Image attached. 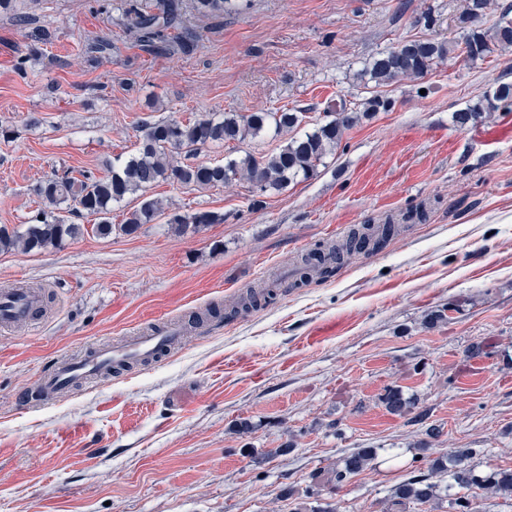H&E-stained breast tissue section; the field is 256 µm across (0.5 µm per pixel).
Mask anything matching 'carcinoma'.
Wrapping results in <instances>:
<instances>
[{"label": "carcinoma", "mask_w": 512, "mask_h": 512, "mask_svg": "<svg viewBox=\"0 0 512 512\" xmlns=\"http://www.w3.org/2000/svg\"><path fill=\"white\" fill-rule=\"evenodd\" d=\"M193 2L196 11L213 14L224 12L225 5L231 0ZM183 10V0H159L155 12L146 11L132 2L126 10V18L128 25L137 32L138 41L151 43L167 37L168 31L179 28ZM457 47L469 60L483 58L494 47L512 49V5L502 9L491 28L475 27L462 37ZM450 51L446 43L428 37L402 41L373 57L367 63L365 74L377 85L408 77H423ZM390 105L389 99L378 95L362 102L363 110L359 112L343 105L338 111L328 113L330 119L301 133L298 128L304 121V115L294 109L254 112L248 116L235 112H208L185 123L175 119L146 123L142 126L136 151L112 166L107 174L98 177L90 170H68L61 176L39 182L33 192L41 208L20 229L10 230L0 225V250L44 251L60 247L78 236L82 225L68 224L57 215L60 206L68 202L73 211L95 217L93 232L108 237L115 228L132 235L142 225L154 223L163 214L162 201L146 196L147 191L161 183L212 188L244 179L259 195L279 191L299 179L311 178L320 162L339 146L345 130L371 113L388 110ZM509 105H512V83L500 82L477 103L455 112L453 120L458 127L465 128ZM269 130L275 137L284 131L292 133L279 151L271 155L258 159L248 153L242 157H229L224 163L215 165L188 162L210 144L243 142ZM136 194L142 195L143 200L128 212L121 224H112V208ZM223 221L222 215L198 211L190 215H175L170 223L183 230L190 228L197 232ZM468 457L465 451H454L436 461V470H444L450 475L451 482L445 488L428 481L424 475H413L393 490L392 503L401 506L426 504L444 494L451 497L454 512H473L468 498L452 495L455 487L493 488L502 494L512 495V471L499 470L479 476L468 465ZM375 459L373 450L358 449L344 459L342 468L332 470L330 483L334 486L342 483L348 476L372 466Z\"/></svg>", "instance_id": "carcinoma-1"}]
</instances>
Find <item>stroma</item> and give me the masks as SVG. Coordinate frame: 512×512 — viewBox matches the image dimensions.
I'll return each mask as SVG.
<instances>
[{
	"label": "stroma",
	"instance_id": "35a3bbf8",
	"mask_svg": "<svg viewBox=\"0 0 512 512\" xmlns=\"http://www.w3.org/2000/svg\"><path fill=\"white\" fill-rule=\"evenodd\" d=\"M127 3L0 9V224L30 221L53 172L105 174L142 122L286 106L309 129L367 97L359 72L379 52L471 27L466 0H234L186 8L192 53L147 52ZM94 41L109 49L91 61ZM499 80L512 82V49L381 87L390 111L259 206L244 181L152 189L168 213L223 215L200 232L162 219L102 238L76 215L84 231L62 247L0 252V289L43 288L51 309L0 331V512H389L411 471L447 483L431 466L449 451L511 470L512 108L453 122ZM363 224L395 233L293 285L296 261ZM253 288L276 298L230 316ZM441 308L447 321L430 324ZM198 314L207 328L172 353L22 404L58 358ZM395 389L406 414L387 408ZM357 448L376 449L374 467L331 488L328 471Z\"/></svg>",
	"mask_w": 512,
	"mask_h": 512
}]
</instances>
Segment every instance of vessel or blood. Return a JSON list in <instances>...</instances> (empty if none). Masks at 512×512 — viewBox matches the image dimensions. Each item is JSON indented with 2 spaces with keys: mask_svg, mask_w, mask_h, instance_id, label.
Wrapping results in <instances>:
<instances>
[{
  "mask_svg": "<svg viewBox=\"0 0 512 512\" xmlns=\"http://www.w3.org/2000/svg\"><path fill=\"white\" fill-rule=\"evenodd\" d=\"M40 293L19 288L0 291V328L8 329L35 319L42 309ZM178 324L144 325L134 335L123 336L109 344L93 345L80 354L58 360L54 370L43 377L44 393L55 395L71 386L95 382L101 376L121 369L135 360H155L182 340Z\"/></svg>",
  "mask_w": 512,
  "mask_h": 512,
  "instance_id": "vessel-or-blood-1",
  "label": "vessel or blood"
}]
</instances>
